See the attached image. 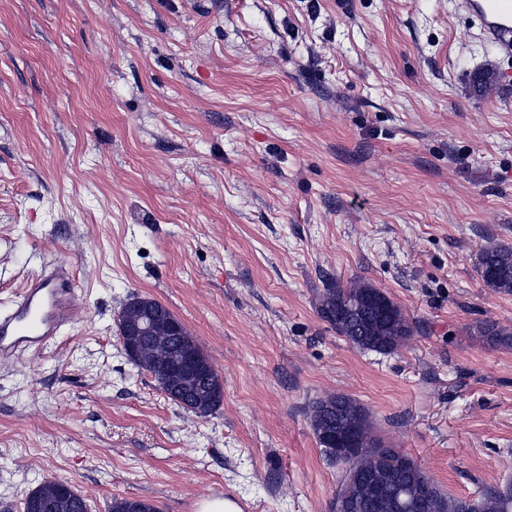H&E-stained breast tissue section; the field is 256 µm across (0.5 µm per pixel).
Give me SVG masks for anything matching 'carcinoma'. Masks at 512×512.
Listing matches in <instances>:
<instances>
[{
    "label": "carcinoma",
    "mask_w": 512,
    "mask_h": 512,
    "mask_svg": "<svg viewBox=\"0 0 512 512\" xmlns=\"http://www.w3.org/2000/svg\"><path fill=\"white\" fill-rule=\"evenodd\" d=\"M477 273L484 285L499 293H512V246L483 247L477 259ZM377 291L372 284L359 280L345 283L333 280L326 285L320 299L321 316L339 335L354 346L370 351L391 353L412 336V326L400 307L382 295L386 312L376 315L364 307V299ZM479 335L493 346H512V330L496 323L483 322ZM138 368L150 373L170 390L168 398L198 416L216 411L224 395L223 383L193 336L154 334L139 340L134 358ZM313 430L325 457L338 462L336 450L329 447L323 433L332 428H355L358 433L362 464L375 456H389L397 466L386 475L364 473L351 500L337 512H512V486H489L477 500L456 498L442 493L422 472L413 459L376 441L366 409L345 395L328 396L312 406ZM23 512H87L83 496L70 486L45 481L33 489L23 502ZM111 512H159L157 507L140 499L115 498Z\"/></svg>",
    "instance_id": "1"
}]
</instances>
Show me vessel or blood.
<instances>
[{"label": "vessel or blood", "mask_w": 512, "mask_h": 512, "mask_svg": "<svg viewBox=\"0 0 512 512\" xmlns=\"http://www.w3.org/2000/svg\"><path fill=\"white\" fill-rule=\"evenodd\" d=\"M485 42L512 55V0H460ZM75 280L60 264L45 267L31 280L21 298L0 314V362L27 350H40L67 324V307L74 297Z\"/></svg>", "instance_id": "obj_1"}]
</instances>
